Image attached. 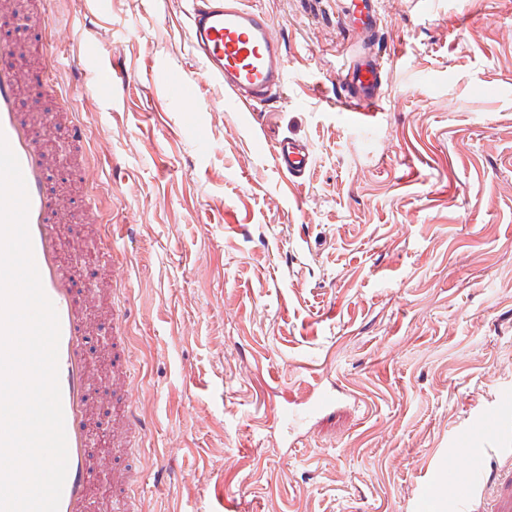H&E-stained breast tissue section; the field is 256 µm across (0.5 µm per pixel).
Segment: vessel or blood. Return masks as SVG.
<instances>
[{"label":"vessel or blood","instance_id":"b4317fda","mask_svg":"<svg viewBox=\"0 0 512 512\" xmlns=\"http://www.w3.org/2000/svg\"><path fill=\"white\" fill-rule=\"evenodd\" d=\"M338 21L357 33L375 32L380 25L379 0H341ZM187 39L202 66V77H180L168 88V99L183 108L195 103L202 80L214 81L223 90L221 107L237 112L255 111L273 95L282 93L288 64L279 30L263 14L245 7L244 0H192ZM387 57L357 54L341 73L347 93L345 109L353 124H371L381 110ZM19 79L14 68L0 65V134L19 160L29 195L28 227L33 257L42 287L56 308L60 324L58 372L68 449V468L59 512H87L94 468L115 474L114 492L129 479L125 467L98 457L90 446L91 338L84 311L75 298L71 276L62 260L60 235L51 216L59 201L47 184L48 163L33 126L19 110ZM276 167L292 184L302 185L311 170L306 146L280 142L272 153ZM116 371L102 386L128 424H135L134 403L121 369L125 351L121 343L110 346ZM496 416L484 417L477 431H463L456 440L462 456L488 459L489 470L458 477L455 505L458 512L473 508L477 493H484L483 512H512V468L498 463L494 441L504 431Z\"/></svg>","mask_w":512,"mask_h":512}]
</instances>
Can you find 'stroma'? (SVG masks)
Instances as JSON below:
<instances>
[{
    "label": "stroma",
    "instance_id": "35a3bbf8",
    "mask_svg": "<svg viewBox=\"0 0 512 512\" xmlns=\"http://www.w3.org/2000/svg\"><path fill=\"white\" fill-rule=\"evenodd\" d=\"M245 4L289 68L245 114L208 81L195 111L166 102L200 73L187 0H33L26 66L0 28V64L48 75L23 112L51 99L86 129V171L63 153L49 185L64 249H86L77 286L111 278L127 313L145 436L120 512H416L427 480L480 468L457 434L512 422V0H381L366 129L342 111L336 0ZM108 64L128 74L110 92ZM282 139L309 148L304 185L274 165ZM316 387L337 401L309 415Z\"/></svg>",
    "mask_w": 512,
    "mask_h": 512
}]
</instances>
